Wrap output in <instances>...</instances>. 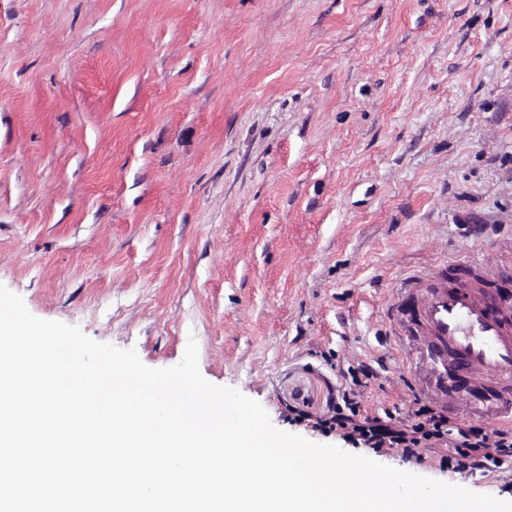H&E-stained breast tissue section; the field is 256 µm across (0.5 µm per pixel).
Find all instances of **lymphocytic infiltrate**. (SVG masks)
<instances>
[{"label":"lymphocytic infiltrate","instance_id":"obj_1","mask_svg":"<svg viewBox=\"0 0 512 512\" xmlns=\"http://www.w3.org/2000/svg\"><path fill=\"white\" fill-rule=\"evenodd\" d=\"M360 401L354 390H342L341 403L330 426L347 442L367 448H397L412 456L423 448L454 446L457 467L483 470L512 459V429L488 432L479 425L454 427L443 411L421 404L408 417L383 422L360 418Z\"/></svg>","mask_w":512,"mask_h":512}]
</instances>
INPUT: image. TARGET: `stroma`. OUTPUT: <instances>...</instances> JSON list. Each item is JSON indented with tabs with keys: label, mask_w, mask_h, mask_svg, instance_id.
<instances>
[{
	"label": "stroma",
	"mask_w": 512,
	"mask_h": 512,
	"mask_svg": "<svg viewBox=\"0 0 512 512\" xmlns=\"http://www.w3.org/2000/svg\"><path fill=\"white\" fill-rule=\"evenodd\" d=\"M512 252V0H0V285L179 363L274 427L512 502L486 471L322 427L435 403L386 319L409 270Z\"/></svg>",
	"instance_id": "obj_1"
}]
</instances>
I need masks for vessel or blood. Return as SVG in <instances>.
<instances>
[{
    "label": "vessel or blood",
    "mask_w": 512,
    "mask_h": 512,
    "mask_svg": "<svg viewBox=\"0 0 512 512\" xmlns=\"http://www.w3.org/2000/svg\"><path fill=\"white\" fill-rule=\"evenodd\" d=\"M388 317L431 361L442 396L504 408L512 425V258L471 256L409 276Z\"/></svg>",
    "instance_id": "1"
}]
</instances>
